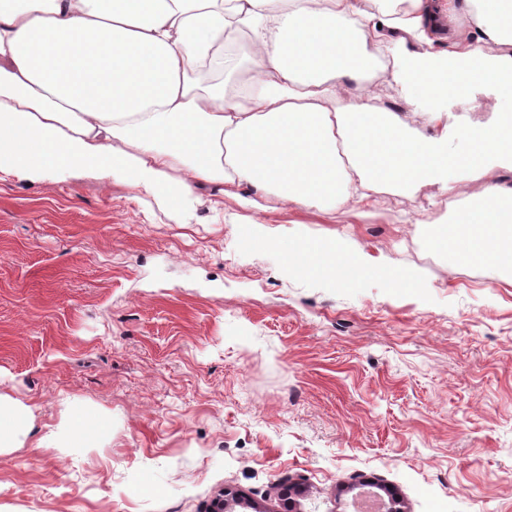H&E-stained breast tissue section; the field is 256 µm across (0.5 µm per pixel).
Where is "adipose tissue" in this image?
<instances>
[{
    "label": "adipose tissue",
    "mask_w": 512,
    "mask_h": 512,
    "mask_svg": "<svg viewBox=\"0 0 512 512\" xmlns=\"http://www.w3.org/2000/svg\"><path fill=\"white\" fill-rule=\"evenodd\" d=\"M0 0V174L40 181L70 172L131 188L177 215L213 186L247 185L306 211H329L386 191L440 186L451 196L480 183L471 206L438 225L431 250L451 266L512 269V0ZM446 56L406 55L404 36ZM482 34L481 46L470 40ZM243 35L226 69L250 64L232 86L195 75ZM396 59L389 84L409 99L495 92L493 120L416 135L403 112H375L363 89L377 77L371 47ZM298 272L397 285L412 274L370 265L343 238L297 241ZM30 406L0 394V454L33 433ZM101 417L81 413L40 447L90 442Z\"/></svg>",
    "instance_id": "1"
}]
</instances>
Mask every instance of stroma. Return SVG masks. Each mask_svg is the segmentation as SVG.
Segmentation results:
<instances>
[{"mask_svg": "<svg viewBox=\"0 0 512 512\" xmlns=\"http://www.w3.org/2000/svg\"><path fill=\"white\" fill-rule=\"evenodd\" d=\"M369 105L463 125L458 97ZM210 189L184 223L122 184L0 180V393L44 436L77 409L95 446L0 455V512H208L230 488L281 512H351L362 481L404 512H512V273L428 247L447 192L308 212ZM427 211L430 224L417 223ZM340 236L414 275L303 276L281 249Z\"/></svg>", "mask_w": 512, "mask_h": 512, "instance_id": "1", "label": "stroma"}]
</instances>
